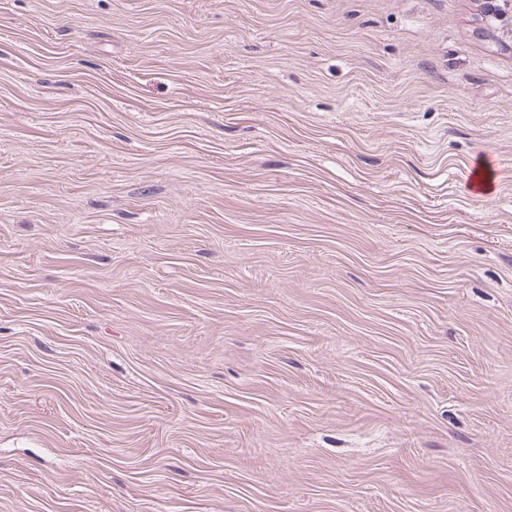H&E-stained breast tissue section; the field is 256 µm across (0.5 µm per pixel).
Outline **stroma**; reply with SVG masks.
I'll list each match as a JSON object with an SVG mask.
<instances>
[{
    "instance_id": "1",
    "label": "stroma",
    "mask_w": 512,
    "mask_h": 512,
    "mask_svg": "<svg viewBox=\"0 0 512 512\" xmlns=\"http://www.w3.org/2000/svg\"><path fill=\"white\" fill-rule=\"evenodd\" d=\"M0 512H512L481 0H0Z\"/></svg>"
}]
</instances>
